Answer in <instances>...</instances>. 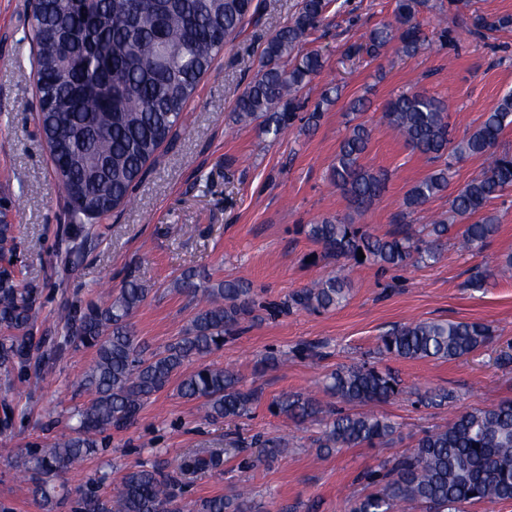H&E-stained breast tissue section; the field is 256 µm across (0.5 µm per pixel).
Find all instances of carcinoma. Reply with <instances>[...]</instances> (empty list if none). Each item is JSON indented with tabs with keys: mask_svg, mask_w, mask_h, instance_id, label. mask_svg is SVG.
Listing matches in <instances>:
<instances>
[{
	"mask_svg": "<svg viewBox=\"0 0 512 512\" xmlns=\"http://www.w3.org/2000/svg\"><path fill=\"white\" fill-rule=\"evenodd\" d=\"M330 0H300L298 10L262 50L263 65L239 96L238 123L260 122L277 137L295 122L317 128L321 107L339 99L338 88L325 91L321 103L304 111L301 93L324 67L322 56L304 52L307 33L323 23ZM431 0H396L395 23L370 32L347 55L378 58L393 41L399 52L414 57L425 49L418 15L433 9ZM256 10L253 0H38L30 37L37 48V123L54 172L60 181L79 188L70 202V223L93 224L131 201V190L147 164L179 125L202 77L224 46L237 39ZM512 29V16H491L474 9L470 31L478 35ZM363 98L352 101L347 132L339 142L330 181L357 215L368 212L381 197L388 173L362 163L372 137L361 120ZM382 119L413 151L429 157L435 168L405 194L399 224L377 236L353 224V218L326 216L299 231L319 245L323 255L338 261L365 260L390 268L436 259L448 242L457 218L467 220L458 234L461 248L481 252L499 230L487 204L512 187V153L497 152L499 137L512 124V92L501 96L471 133L451 136L443 103L424 91L391 98ZM483 157L486 166L448 201V213L431 224H413L410 217L446 192L451 173L448 157ZM174 287L200 292L207 305L190 326L163 348L147 352L129 322L145 301L148 289L135 279L125 281L106 303L65 308L58 314L65 335L57 349L71 344L90 348L94 361L81 379L90 396L76 410L69 433L35 450L16 455L15 467L45 512H53L60 468L109 447L108 430L132 426L145 404L164 390L185 363L200 360L224 345L226 335L255 312L254 289L244 279L214 282L205 273L182 272ZM350 283L331 273L293 292L277 305L281 311H328L343 306ZM34 289L18 284L12 273L0 274V366L24 376L31 361H41L46 337L37 334L39 308ZM490 328L478 322L426 320L394 327L380 337L378 351L396 359L456 360L485 347ZM178 395L200 402L211 419L244 417L258 400L229 369L200 365L176 387ZM322 392L329 400L286 393L274 402L278 413L299 424L321 428L319 453L342 448H382L399 432V424L375 408L400 393L399 382L386 369L363 362L325 375ZM418 402L442 407L452 392L434 387L416 392ZM352 407L345 412L335 406ZM265 459L273 461L287 447L285 440L260 441ZM221 453L194 450L179 470L185 475L215 468ZM360 479L374 490L348 506V512H399L407 504L422 512H466L475 503L512 501V399L457 412L447 424L423 432L414 448L375 468ZM160 473L145 464L126 472L109 495L94 491L77 501L75 512H186ZM191 512H247L244 494L217 495L195 502Z\"/></svg>",
	"mask_w": 512,
	"mask_h": 512,
	"instance_id": "1",
	"label": "carcinoma"
}]
</instances>
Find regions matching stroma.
I'll use <instances>...</instances> for the list:
<instances>
[{
	"label": "stroma",
	"mask_w": 512,
	"mask_h": 512,
	"mask_svg": "<svg viewBox=\"0 0 512 512\" xmlns=\"http://www.w3.org/2000/svg\"><path fill=\"white\" fill-rule=\"evenodd\" d=\"M435 2L436 9L418 20L429 35L448 27L453 40L447 47L408 58L392 44L373 61L345 52L392 21L395 0H333L323 25L303 43L327 63L302 96L312 107L335 86L340 99L324 108L316 129L295 126L275 138L258 124L236 123L233 112L259 68L263 45L287 23L298 0H257L245 32L215 59L182 125L134 188L133 204L91 225L84 257L74 266L65 260L71 246L65 195L37 130L32 0H0V205L16 226L10 252L14 272L37 291L40 334L60 335L57 313L64 304L103 301L132 276L148 296L131 322L150 349L162 348L181 335L203 304L172 286L190 267L207 270L216 280H248L261 304L255 318L242 321L203 359L235 369L256 390L251 415L204 418L197 403L168 386L130 428L112 433L103 453L63 470L56 512H72L90 479H98L100 492L108 493L127 469L141 463L168 476L173 494L187 504L245 487L252 512H346L349 500L369 491L360 478L363 471L411 451L422 431L445 424L455 408H486L512 398V363L501 360L512 349V279L495 274L504 255L512 253L511 190L488 206L500 229L482 252H463L451 243L437 262L401 270L369 263L338 267L320 259V247L299 231L300 225L350 212L329 182V169L352 100L363 97L369 105L365 117L373 132L364 162L389 174L385 194L358 218L368 232L381 236L394 229L406 192L433 167L382 122L386 102L410 88L427 91L444 102L451 134L459 139L512 90V31L483 38L471 34V9ZM177 226L182 234H174ZM337 269L352 285L345 306L324 313L277 311L286 295ZM478 269L490 278L475 290L467 281ZM423 320L482 322L491 327L492 341L458 361L378 358L384 332ZM309 342L324 344L325 357L299 355L298 347ZM272 352L287 353V362L263 364ZM93 359L91 349L71 346L54 364L28 370L22 380L0 367V402L16 409L11 434L0 435V502L13 512H44L19 479L14 456L68 433L73 411L88 400L79 382ZM364 360L379 361L397 376L403 395L379 411L398 422L400 431L384 448H345L320 456L312 444L316 427L274 413L271 403L284 393L315 390L325 373ZM427 387L452 391L455 406H420L414 392ZM259 437L285 438L288 447L278 460L265 463L255 445ZM230 440L241 447L221 470L189 483L174 475L186 449L220 448Z\"/></svg>",
	"instance_id": "35a3bbf8"
}]
</instances>
